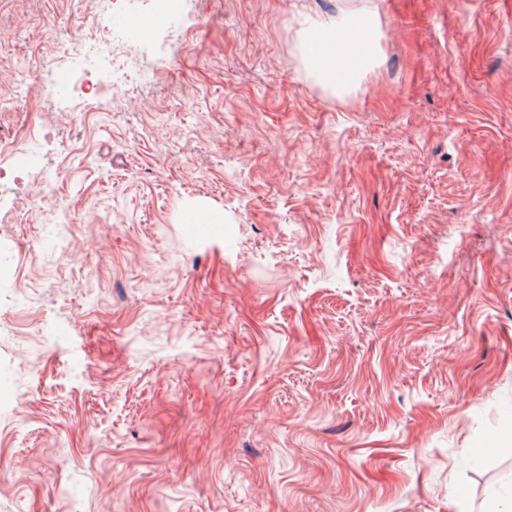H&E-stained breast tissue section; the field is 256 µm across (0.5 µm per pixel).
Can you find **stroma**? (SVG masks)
I'll return each mask as SVG.
<instances>
[{
	"mask_svg": "<svg viewBox=\"0 0 512 512\" xmlns=\"http://www.w3.org/2000/svg\"><path fill=\"white\" fill-rule=\"evenodd\" d=\"M95 0H0V512H464L512 493V0H184L97 111ZM378 20L339 95L308 39ZM73 243L56 248L60 232Z\"/></svg>",
	"mask_w": 512,
	"mask_h": 512,
	"instance_id": "obj_1",
	"label": "stroma"
}]
</instances>
